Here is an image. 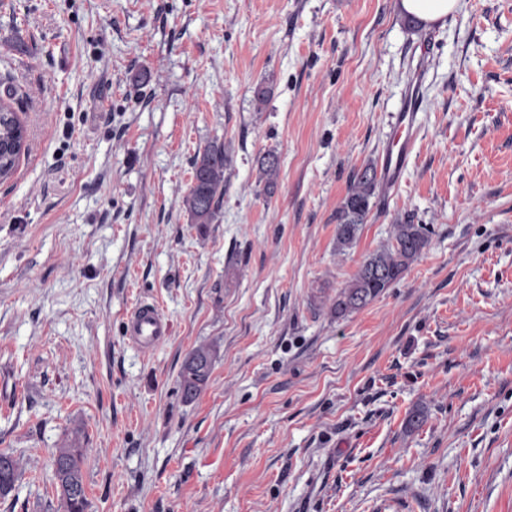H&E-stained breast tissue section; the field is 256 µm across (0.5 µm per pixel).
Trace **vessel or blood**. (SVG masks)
<instances>
[{
	"label": "vessel or blood",
	"instance_id": "vessel-or-blood-1",
	"mask_svg": "<svg viewBox=\"0 0 512 512\" xmlns=\"http://www.w3.org/2000/svg\"><path fill=\"white\" fill-rule=\"evenodd\" d=\"M423 78L422 71L414 72L407 97L393 116L392 136L381 157V175L386 184L399 181L417 139L416 115L421 106ZM125 334L134 348L148 352L171 336L172 323L157 305L141 303L128 314Z\"/></svg>",
	"mask_w": 512,
	"mask_h": 512
}]
</instances>
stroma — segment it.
Wrapping results in <instances>:
<instances>
[{
	"mask_svg": "<svg viewBox=\"0 0 512 512\" xmlns=\"http://www.w3.org/2000/svg\"><path fill=\"white\" fill-rule=\"evenodd\" d=\"M419 67L407 167L337 251ZM0 99L29 143L0 183V451L22 460L0 512H46L76 428L87 512H512V0L415 29L396 0H0ZM215 139L201 229L183 198ZM405 218L427 249L333 318ZM142 302L173 322L148 353L124 336ZM229 146L217 140L201 148L193 162V180L183 198V205L192 224L204 228L217 220L224 200V170L229 158ZM260 179L264 180L263 193L271 197L277 187L280 159L274 150H267L258 159ZM383 188L377 166L368 162L354 173L346 196L336 209V247H352L366 224L372 198ZM214 363L215 352L210 345H198L187 353L179 372V387L185 402L194 401L208 386Z\"/></svg>",
	"mask_w": 512,
	"mask_h": 512,
	"instance_id": "stroma-1",
	"label": "stroma"
}]
</instances>
